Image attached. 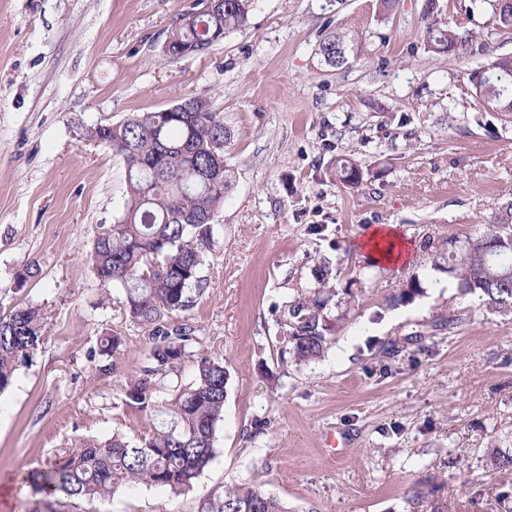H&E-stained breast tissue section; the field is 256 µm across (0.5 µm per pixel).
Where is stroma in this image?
<instances>
[{
  "label": "stroma",
  "mask_w": 512,
  "mask_h": 512,
  "mask_svg": "<svg viewBox=\"0 0 512 512\" xmlns=\"http://www.w3.org/2000/svg\"><path fill=\"white\" fill-rule=\"evenodd\" d=\"M193 0H0V313L40 308L45 340L0 394V512H31L25 476L89 438L149 430L123 388L149 340L125 313L122 289L101 290L89 262L101 225L124 209L125 164L87 129L199 96L223 113L234 186L220 210L207 284L188 319L192 359L158 381L157 400L190 383L195 360L229 371L215 456L192 491L146 486L91 501L49 499L43 512H201L206 497L257 479L289 512H500L512 475L479 450L512 437V317L487 312L434 269L426 238L461 239L512 200V122L479 106L470 70L512 55V33L463 0H398L368 23L370 0H256L248 24L207 52L161 53ZM473 31L482 52L433 57L429 19ZM362 30L349 67L328 71L326 30ZM386 169L349 189L329 179L334 157ZM397 224L417 245L388 271L354 244ZM336 288L361 293L321 359L282 364L274 307L313 283L320 258ZM42 273L10 285L30 262ZM423 291L393 297L411 275ZM461 319L454 333L440 318ZM116 334L113 369L88 353ZM397 343L395 357L380 353ZM266 422L264 433L255 425ZM335 432L339 445L327 447Z\"/></svg>",
  "instance_id": "stroma-1"
}]
</instances>
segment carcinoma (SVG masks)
Returning a JSON list of instances; mask_svg holds the SVG:
<instances>
[{
  "instance_id": "1",
  "label": "carcinoma",
  "mask_w": 512,
  "mask_h": 512,
  "mask_svg": "<svg viewBox=\"0 0 512 512\" xmlns=\"http://www.w3.org/2000/svg\"><path fill=\"white\" fill-rule=\"evenodd\" d=\"M255 0H222L215 5L195 0L171 31L172 37L195 52L214 45L213 39L244 27ZM469 10L489 14L493 26L512 33V0H470ZM476 36L432 23L424 48L436 57H459L473 52ZM348 41L358 55L360 33L345 28L329 31L315 54L328 69H344L348 62L332 55L336 43ZM489 76L468 74L472 90L483 106L512 119V56H500L483 67ZM188 112L170 108L136 112L121 122L99 125L86 136L109 147L126 166V199L122 214L104 224L93 241L91 267L98 284L118 287L126 297L129 320L147 335L151 347L138 378L124 388V403L157 419L140 434H116L105 442L82 439L58 453L51 462L26 476L34 497L94 499L126 486L164 488L174 494L193 489L194 481L215 453L216 429L223 420L229 372L224 360L201 356L195 377L178 386L172 398H153L155 383L178 372L192 357L194 328L171 318L190 311L203 292L206 265L217 213L232 189L233 171L225 161L231 131L224 116L209 101L187 98ZM386 169H372L346 156L328 167L329 177L347 188L384 180ZM436 269L448 273L463 295H473L488 311L512 316V202L498 207L493 223L463 241L437 244L428 237ZM31 262L14 279L22 289L39 276ZM330 262L317 266L313 286L304 288L277 308L276 321L287 335L289 359L296 365L321 357L345 317L334 309L356 303V281L336 296ZM422 292L412 276L394 297L412 300ZM43 317L36 307L17 306L0 314V394L12 384L18 367L31 360L44 342ZM117 335L100 339L90 360L108 359L121 350ZM480 461L492 471H512V443L490 440ZM205 512H286L281 502L256 483L236 484L207 499Z\"/></svg>"
}]
</instances>
